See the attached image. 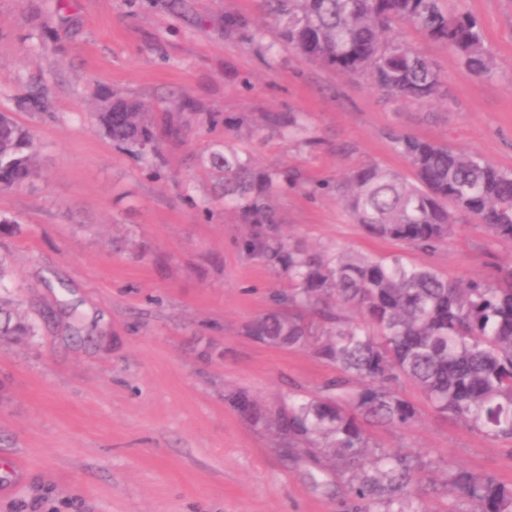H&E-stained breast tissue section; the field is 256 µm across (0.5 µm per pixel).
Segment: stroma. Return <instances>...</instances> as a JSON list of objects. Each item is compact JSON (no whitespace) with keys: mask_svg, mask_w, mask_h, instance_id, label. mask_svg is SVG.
Listing matches in <instances>:
<instances>
[{"mask_svg":"<svg viewBox=\"0 0 512 512\" xmlns=\"http://www.w3.org/2000/svg\"><path fill=\"white\" fill-rule=\"evenodd\" d=\"M189 5L182 16L170 0H0V113L41 147L39 176L0 190V220L18 226L0 233V302L38 330L0 345V512H346L342 494L314 490L224 399L244 390L273 408L336 374L307 350L245 333L286 283L240 246L249 227L225 209L207 163L224 145L257 168L300 173L274 199L287 245L397 254L461 279L512 264V243L466 220L431 254L370 237L321 188L368 162L410 175L395 133L512 171V0L448 2L479 20L490 79L401 27L445 91L406 104L272 47L259 0ZM228 14L260 28L263 48L227 35ZM38 86L45 107L34 110L23 98ZM115 93L185 120L183 142L161 147L160 172L92 125ZM269 112L303 113L310 144L268 126ZM402 392L419 422L373 438L428 460L410 487L424 512H470L447 492L451 465L512 485V442L435 415L411 384Z\"/></svg>","mask_w":512,"mask_h":512,"instance_id":"obj_1","label":"stroma"}]
</instances>
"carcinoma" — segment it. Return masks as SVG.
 Wrapping results in <instances>:
<instances>
[{
	"label": "carcinoma",
	"instance_id": "1",
	"mask_svg": "<svg viewBox=\"0 0 512 512\" xmlns=\"http://www.w3.org/2000/svg\"><path fill=\"white\" fill-rule=\"evenodd\" d=\"M278 25L279 45L320 67L363 80L392 101L429 103L443 80L399 36L409 25L445 45L474 77L490 78L495 61L479 21L450 12L444 0H262ZM113 144L162 161L160 137L178 139L170 112L121 95L95 112ZM290 138L307 137L297 113L266 116ZM412 171L407 178L375 163L347 173L333 189L353 221L371 236L434 252L454 235L460 217L497 240L512 241V172L478 154L407 134L392 137ZM39 151L20 123L0 113V188H18L39 173ZM224 170V203L251 226L242 249L262 258L288 287L245 328L253 340L308 348L338 375L317 392H291L269 411L245 391L229 405L275 437L285 458L309 464L307 477L326 485L332 469L347 476L349 512H424L409 486L419 471L414 452L385 449L371 429H405L419 409L399 391L412 382L429 408L493 439L512 441V265L486 280H450L398 255L301 251L286 245L271 195L288 189L287 169L257 171L233 148L212 153ZM35 335V327L0 306V340ZM446 487L477 503L474 512H512V486L461 466Z\"/></svg>",
	"mask_w": 512,
	"mask_h": 512
}]
</instances>
